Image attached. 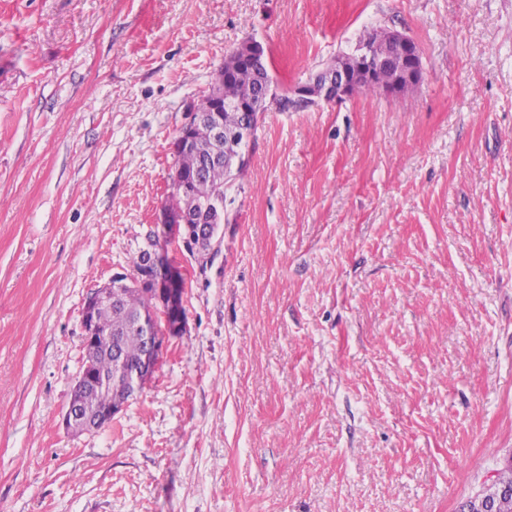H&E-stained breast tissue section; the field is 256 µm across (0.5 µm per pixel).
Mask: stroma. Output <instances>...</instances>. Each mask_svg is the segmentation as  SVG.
<instances>
[{
    "mask_svg": "<svg viewBox=\"0 0 512 512\" xmlns=\"http://www.w3.org/2000/svg\"><path fill=\"white\" fill-rule=\"evenodd\" d=\"M422 76L271 108L186 328L62 425L87 294L157 229L186 102L243 41L277 92L366 29ZM512 456V0H0V512H459ZM397 52L401 57L403 64L402 75L408 80L419 79L421 76V69L417 65V59L420 54V49L417 43L409 36L397 32Z\"/></svg>",
    "mask_w": 512,
    "mask_h": 512,
    "instance_id": "obj_1",
    "label": "stroma"
}]
</instances>
